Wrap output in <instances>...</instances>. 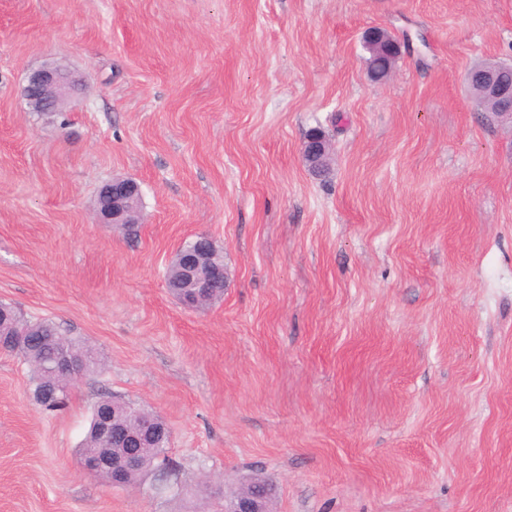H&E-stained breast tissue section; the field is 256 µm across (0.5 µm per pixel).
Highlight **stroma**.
<instances>
[{
    "instance_id": "35a3bbf8",
    "label": "stroma",
    "mask_w": 512,
    "mask_h": 512,
    "mask_svg": "<svg viewBox=\"0 0 512 512\" xmlns=\"http://www.w3.org/2000/svg\"><path fill=\"white\" fill-rule=\"evenodd\" d=\"M413 45L371 80L363 35ZM512 61V0H0V302L91 345L42 411L0 352V512H512V123L465 77ZM57 62L69 111L22 97ZM321 129L329 178L301 156ZM141 189L136 236L96 221ZM229 286L191 311L196 235ZM109 395L163 417L166 480L114 488L78 449ZM80 76L68 68L46 63L27 73L22 95L32 112H63L68 99L82 90ZM140 198L138 184L128 177H112L99 188L96 197V214L100 224H110L113 228L123 229L133 234L136 224H130L134 203ZM216 249L213 239L201 234L179 248L170 261L175 262V270L166 277L167 286L183 307L190 310L207 307L215 302L211 288L220 282L226 287L228 277L224 265L212 262ZM224 288L217 285L214 292L220 294ZM188 298L193 303H189ZM273 497L270 485L261 483L251 485L237 493L230 501L225 512H268L267 505Z\"/></svg>"
}]
</instances>
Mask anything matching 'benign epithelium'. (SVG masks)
<instances>
[{
    "mask_svg": "<svg viewBox=\"0 0 512 512\" xmlns=\"http://www.w3.org/2000/svg\"><path fill=\"white\" fill-rule=\"evenodd\" d=\"M367 49L373 56L385 60V68L380 73L367 69L370 76L379 79L389 77L396 60L402 54L405 42L391 37L382 29L369 31L365 37ZM512 72V65L497 63L492 67L476 66L470 73L483 76L482 86L496 98L497 108L504 114L512 112V85L504 74ZM83 81L68 68L54 63H46L27 73L22 95L33 112L56 113L63 111L68 99L80 92ZM332 148L326 135L308 136L302 146L305 164L312 172H324L330 167ZM140 198L138 184L131 178L117 176L99 188L96 197V214L99 223L114 228H123L130 223L134 203ZM216 245L207 235H199L187 245L179 248L172 258L175 262L173 274L167 276L169 290L190 310L204 308L214 303L212 288L220 282H227V273L222 265L212 262ZM48 341L56 345L51 371L65 382L74 381L84 362L74 358L63 343L53 337ZM96 432L100 440L109 448L106 455L93 451L80 459L81 468L97 474L102 470L112 473V486L120 488L125 484L127 472L147 469L141 449L152 445L161 448L167 444L171 431L165 421L132 406L128 410L125 423L115 421L106 413H97ZM273 497L270 485H252L237 493L225 512H268L267 505Z\"/></svg>",
    "mask_w": 512,
    "mask_h": 512,
    "instance_id": "obj_1",
    "label": "benign epithelium"
}]
</instances>
